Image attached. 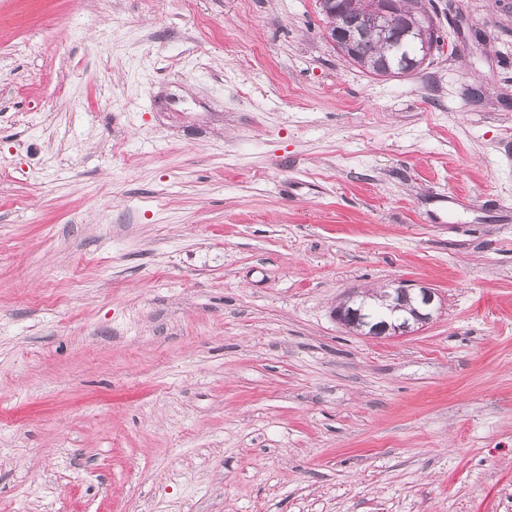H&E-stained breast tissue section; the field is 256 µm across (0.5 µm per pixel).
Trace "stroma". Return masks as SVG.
I'll use <instances>...</instances> for the list:
<instances>
[{"label":"stroma","mask_w":512,"mask_h":512,"mask_svg":"<svg viewBox=\"0 0 512 512\" xmlns=\"http://www.w3.org/2000/svg\"><path fill=\"white\" fill-rule=\"evenodd\" d=\"M419 6L379 78L317 0H0V512H512V0ZM417 28L420 30V35H417V52L414 57L406 54L405 57L408 59L406 63H402L394 70L389 71V77H402L417 71L426 60L431 56L435 50L437 43H439V36H437V43L433 35V23L427 14H420L417 17ZM396 285L397 294L407 297L409 300L411 297H416L420 304L421 310L415 309L413 317V323L409 321L401 322L399 313L403 317H410L406 311L399 312V306L395 305L389 308L387 317L375 326L370 335L375 336H404L414 331V327L421 325V327L432 320L433 314L436 311V292L433 288L422 284L408 283L405 281H398L394 283ZM387 293H393V290H384L382 291V295H380L382 299L378 302L376 301L377 295L371 294L369 296H363L356 303L357 308H362V317H366V321L371 323L369 327H365V329L369 330L372 326L376 325L379 322V316L386 311V299L384 295Z\"/></svg>","instance_id":"35a3bbf8"}]
</instances>
